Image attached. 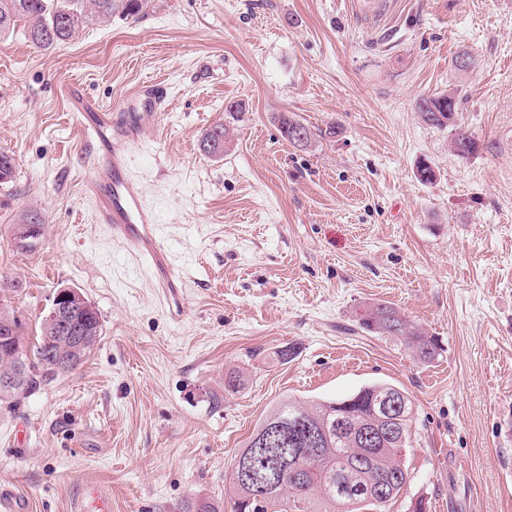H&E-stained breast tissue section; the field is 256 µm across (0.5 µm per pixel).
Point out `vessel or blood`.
Listing matches in <instances>:
<instances>
[{
  "label": "vessel or blood",
  "instance_id": "b4317fda",
  "mask_svg": "<svg viewBox=\"0 0 512 512\" xmlns=\"http://www.w3.org/2000/svg\"><path fill=\"white\" fill-rule=\"evenodd\" d=\"M63 91L75 122L86 134L91 175L84 192L96 201L97 223L108 226L113 241L128 256L148 266L171 320L182 321L186 309L181 302V270L155 212L129 176L131 157L147 130L146 120L157 115L165 100L160 82H143L113 107L100 105L73 83L65 84Z\"/></svg>",
  "mask_w": 512,
  "mask_h": 512
}]
</instances>
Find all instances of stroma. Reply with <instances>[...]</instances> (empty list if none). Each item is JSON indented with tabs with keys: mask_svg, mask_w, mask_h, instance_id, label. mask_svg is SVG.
I'll list each match as a JSON object with an SVG mask.
<instances>
[{
	"mask_svg": "<svg viewBox=\"0 0 512 512\" xmlns=\"http://www.w3.org/2000/svg\"><path fill=\"white\" fill-rule=\"evenodd\" d=\"M148 79L166 100L130 177L185 279L178 323L96 224L60 90L110 105ZM448 92L454 125L423 123L417 100ZM283 112L337 134L295 147ZM217 122L234 131L220 158L200 146ZM459 128L476 141L464 158ZM0 153L14 160L0 275L15 283L0 308L30 339L57 289L78 288L103 327L79 369L0 405V488L29 512H181L223 495L278 403L376 381L416 409L390 512H512V0H148L48 50L19 29L0 37ZM29 214L42 236L23 251L12 232ZM378 301L440 356L356 331Z\"/></svg>",
	"mask_w": 512,
	"mask_h": 512,
	"instance_id": "35a3bbf8",
	"label": "stroma"
}]
</instances>
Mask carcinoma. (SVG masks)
I'll use <instances>...</instances> for the list:
<instances>
[{
    "label": "carcinoma",
    "mask_w": 512,
    "mask_h": 512,
    "mask_svg": "<svg viewBox=\"0 0 512 512\" xmlns=\"http://www.w3.org/2000/svg\"><path fill=\"white\" fill-rule=\"evenodd\" d=\"M145 5L146 0H0V36L20 25L34 44L48 49L72 38L94 17L115 12L135 16ZM457 108L452 93L416 103L421 120L438 128L448 126L447 113ZM278 126L294 146L297 129L311 140L310 130L286 113L278 116ZM231 141L230 128L218 122L205 134L202 149L221 157ZM451 144L462 157L476 147L472 135L462 130L454 133ZM82 318L76 315L77 325L94 346L102 335L99 315L92 313L86 323ZM356 318L361 332L393 340L424 363L440 355L437 340L389 304L367 305ZM61 356L72 363L59 366ZM23 359L31 364L29 375L13 390L0 392V402L11 407L78 369L87 356L64 349L56 324L45 318ZM414 419L411 398L388 382L368 384L336 401H283L235 457L224 498L231 512H385L409 482L401 450ZM182 512H224V502L193 499Z\"/></svg>",
    "instance_id": "1"
}]
</instances>
